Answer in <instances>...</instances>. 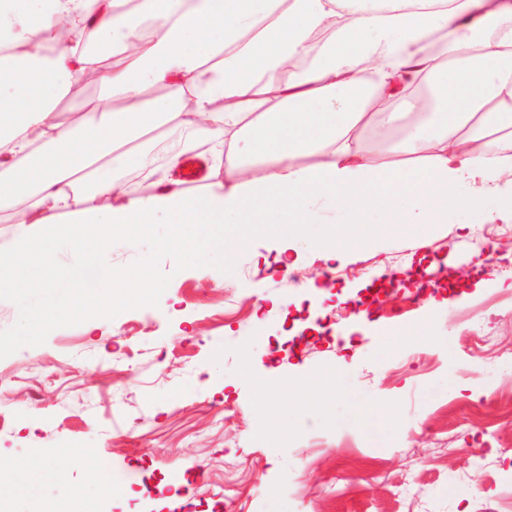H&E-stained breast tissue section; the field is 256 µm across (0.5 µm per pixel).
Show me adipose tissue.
Segmentation results:
<instances>
[{
	"label": "adipose tissue",
	"mask_w": 512,
	"mask_h": 512,
	"mask_svg": "<svg viewBox=\"0 0 512 512\" xmlns=\"http://www.w3.org/2000/svg\"><path fill=\"white\" fill-rule=\"evenodd\" d=\"M63 101L82 115L63 123ZM164 121L184 129L182 154L208 144V194H183L182 155L163 191L115 178L121 147ZM504 127L512 0H0V201L35 216L14 254L79 269L120 229L203 251L231 227L242 248L259 231L332 254L328 220L512 222V156L487 139Z\"/></svg>",
	"instance_id": "obj_1"
}]
</instances>
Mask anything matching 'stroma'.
<instances>
[{"label":"stroma","instance_id":"1","mask_svg":"<svg viewBox=\"0 0 512 512\" xmlns=\"http://www.w3.org/2000/svg\"><path fill=\"white\" fill-rule=\"evenodd\" d=\"M340 231L369 243L329 259L262 238L221 279L163 259L157 305L0 359V496L15 512L75 502L31 482L43 463L92 487L86 512H498L512 234L436 224L421 248L399 228ZM383 267L398 287L376 280ZM314 314L319 331L295 332ZM372 418L390 429L377 444ZM105 458L131 482L96 489Z\"/></svg>","mask_w":512,"mask_h":512}]
</instances>
